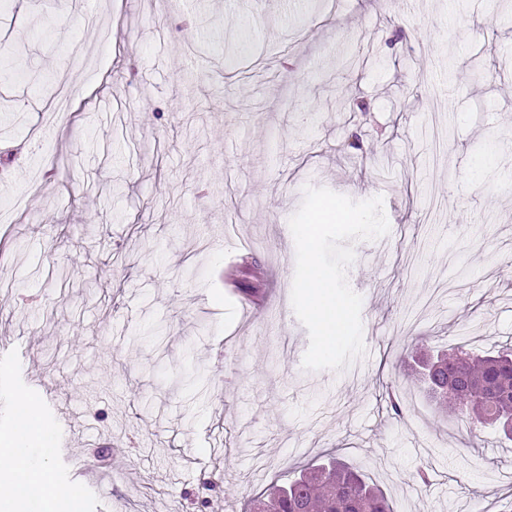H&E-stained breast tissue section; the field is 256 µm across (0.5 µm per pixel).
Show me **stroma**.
Segmentation results:
<instances>
[{
  "label": "stroma",
  "instance_id": "1",
  "mask_svg": "<svg viewBox=\"0 0 512 512\" xmlns=\"http://www.w3.org/2000/svg\"><path fill=\"white\" fill-rule=\"evenodd\" d=\"M97 16L111 48L90 73ZM17 46L0 445L37 392L52 452L30 439L32 461L89 474L53 512H242L332 457L395 512H512V445L418 380L429 351L512 346V0H14L0 49ZM61 72L48 160L35 126ZM37 167L40 188L14 180ZM307 185L382 197L390 224L355 245L366 353L341 373L302 367L289 219Z\"/></svg>",
  "mask_w": 512,
  "mask_h": 512
}]
</instances>
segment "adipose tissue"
Masks as SVG:
<instances>
[{"label":"adipose tissue","instance_id":"1","mask_svg":"<svg viewBox=\"0 0 512 512\" xmlns=\"http://www.w3.org/2000/svg\"><path fill=\"white\" fill-rule=\"evenodd\" d=\"M15 406L24 430L0 448V512H26L31 505L52 512L57 487L45 469L30 462L26 446L28 427L40 419L39 405L20 393Z\"/></svg>","mask_w":512,"mask_h":512}]
</instances>
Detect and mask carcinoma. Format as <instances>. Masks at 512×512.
I'll return each mask as SVG.
<instances>
[{
    "instance_id": "obj_1",
    "label": "carcinoma",
    "mask_w": 512,
    "mask_h": 512,
    "mask_svg": "<svg viewBox=\"0 0 512 512\" xmlns=\"http://www.w3.org/2000/svg\"><path fill=\"white\" fill-rule=\"evenodd\" d=\"M423 378L437 407L475 424H496L512 440V347L474 356L457 348L436 357ZM250 512H394L363 474L331 461L252 500Z\"/></svg>"
}]
</instances>
